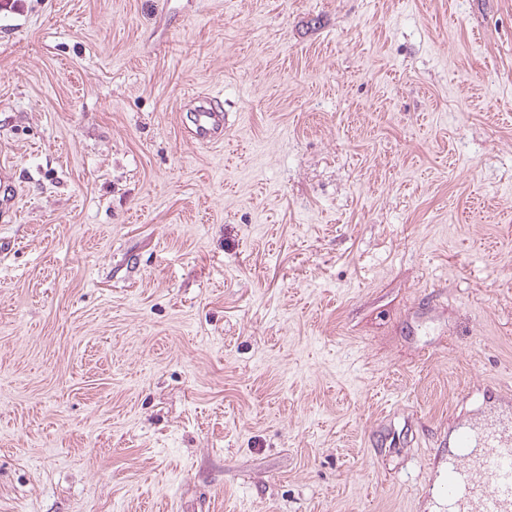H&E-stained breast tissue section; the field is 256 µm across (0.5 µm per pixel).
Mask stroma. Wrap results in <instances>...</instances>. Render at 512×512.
<instances>
[{"mask_svg":"<svg viewBox=\"0 0 512 512\" xmlns=\"http://www.w3.org/2000/svg\"><path fill=\"white\" fill-rule=\"evenodd\" d=\"M2 170L0 512H444L512 413V0H0ZM187 132L191 139L201 143H221L224 140V113L200 104L187 116Z\"/></svg>","mask_w":512,"mask_h":512,"instance_id":"1","label":"stroma"}]
</instances>
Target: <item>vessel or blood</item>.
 <instances>
[{
    "label": "vessel or blood",
    "instance_id": "1",
    "mask_svg": "<svg viewBox=\"0 0 512 512\" xmlns=\"http://www.w3.org/2000/svg\"><path fill=\"white\" fill-rule=\"evenodd\" d=\"M187 132L201 143L224 140V114L208 105L188 115ZM448 432L454 447L469 449V463L448 467L445 512H512V417L478 428L455 418Z\"/></svg>",
    "mask_w": 512,
    "mask_h": 512
}]
</instances>
